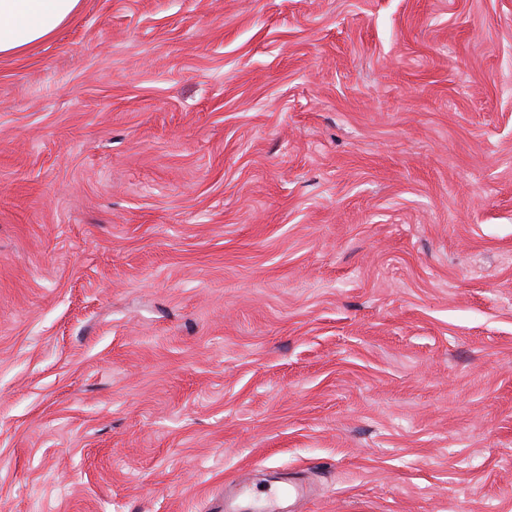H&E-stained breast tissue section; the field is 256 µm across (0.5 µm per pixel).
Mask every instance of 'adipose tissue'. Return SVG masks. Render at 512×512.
Instances as JSON below:
<instances>
[{
  "instance_id": "obj_1",
  "label": "adipose tissue",
  "mask_w": 512,
  "mask_h": 512,
  "mask_svg": "<svg viewBox=\"0 0 512 512\" xmlns=\"http://www.w3.org/2000/svg\"><path fill=\"white\" fill-rule=\"evenodd\" d=\"M79 0H0V56L20 54L52 37Z\"/></svg>"
}]
</instances>
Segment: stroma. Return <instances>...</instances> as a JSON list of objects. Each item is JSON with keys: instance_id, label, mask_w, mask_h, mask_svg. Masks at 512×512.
<instances>
[{"instance_id": "1", "label": "stroma", "mask_w": 512, "mask_h": 512, "mask_svg": "<svg viewBox=\"0 0 512 512\" xmlns=\"http://www.w3.org/2000/svg\"><path fill=\"white\" fill-rule=\"evenodd\" d=\"M512 512V0H80L0 57V512ZM237 495L249 501L248 508H228L224 503L225 511L279 512L281 498H298L301 496V490L299 487L291 485L275 489L265 499L259 500L253 499L245 486H240Z\"/></svg>"}]
</instances>
